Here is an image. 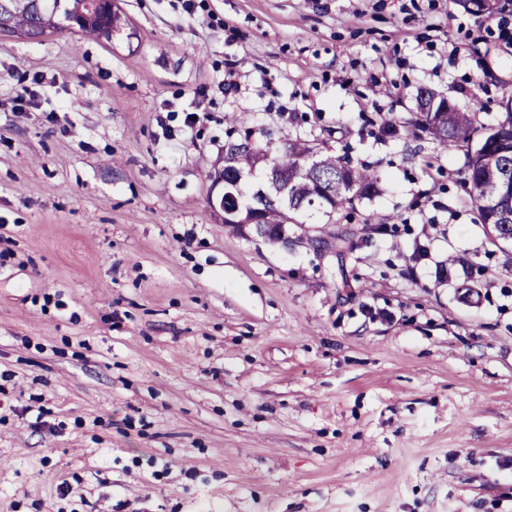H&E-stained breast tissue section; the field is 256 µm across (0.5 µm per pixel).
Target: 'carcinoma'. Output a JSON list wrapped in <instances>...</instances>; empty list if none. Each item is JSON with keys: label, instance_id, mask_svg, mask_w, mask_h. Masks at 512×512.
<instances>
[{"label": "carcinoma", "instance_id": "cac0c4a2", "mask_svg": "<svg viewBox=\"0 0 512 512\" xmlns=\"http://www.w3.org/2000/svg\"><path fill=\"white\" fill-rule=\"evenodd\" d=\"M60 0H5L6 34L44 36L61 27L56 18ZM417 112L403 125H389L392 132L428 137L441 150L466 149V179L471 202L492 243H512V132L477 127L469 112L453 120L442 118L445 101L434 99L428 88L418 89ZM313 144L302 139L286 142L273 154L250 139L224 144V180L228 189L248 202L259 205L253 212H241L236 221L257 224L284 223L288 210L294 223H305L312 210L329 216L353 205L354 201L378 193V176L367 166L356 167L332 153L325 145L312 152Z\"/></svg>", "mask_w": 512, "mask_h": 512}]
</instances>
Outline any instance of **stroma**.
I'll return each instance as SVG.
<instances>
[{"mask_svg": "<svg viewBox=\"0 0 512 512\" xmlns=\"http://www.w3.org/2000/svg\"><path fill=\"white\" fill-rule=\"evenodd\" d=\"M119 7L107 40L0 35V512H512V247L463 151L371 123L420 85L500 121L512 13ZM231 113L378 196L238 234L208 204Z\"/></svg>", "mask_w": 512, "mask_h": 512, "instance_id": "obj_1", "label": "stroma"}]
</instances>
